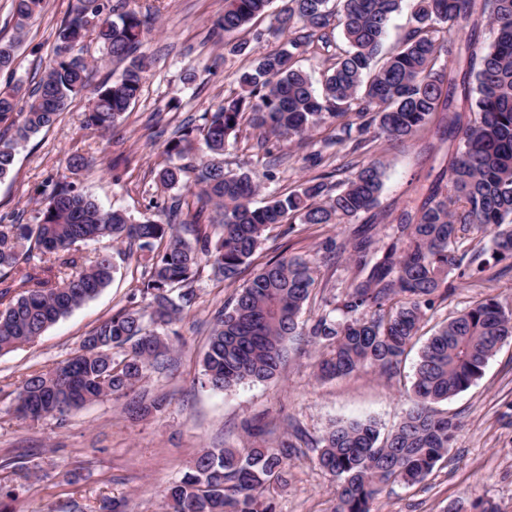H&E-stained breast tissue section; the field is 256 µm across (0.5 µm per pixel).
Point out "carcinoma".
Listing matches in <instances>:
<instances>
[{
	"label": "carcinoma",
	"mask_w": 512,
	"mask_h": 512,
	"mask_svg": "<svg viewBox=\"0 0 512 512\" xmlns=\"http://www.w3.org/2000/svg\"><path fill=\"white\" fill-rule=\"evenodd\" d=\"M43 0H13L18 33ZM224 0L212 35L245 32L229 52L251 57L232 92L215 109L167 141L169 163L160 184L181 193L161 206L166 220H136L106 209L65 175L41 190L39 221L0 224V355L35 342L112 281V256L82 263L78 247L107 239L129 246L128 258L148 253L140 302L101 321L67 359L20 383L15 413L22 420L65 417L105 396H125L148 371L168 362L169 326L196 305L201 265L234 281L274 224H345L369 215L382 236L357 234L341 244L351 277L302 319L317 280L306 255L267 261L232 303L219 309L203 354V383L214 391L281 376L294 344L322 350L316 377L333 379L372 368L392 375L434 314L435 299L450 296V273L481 270L483 256L512 259V0H416L412 27L385 48L392 16L405 0ZM491 26L482 51L472 43L453 50L451 33L475 10ZM266 28H261L263 22ZM151 18L112 0H77L56 30L53 58L35 87L0 91V179L13 168L19 144L52 127L68 101L89 89L83 124L109 131L138 100L147 63L139 48ZM340 30L342 43L331 40ZM288 34L281 47L253 54L251 42ZM92 36L101 59L123 65L110 81L90 87L92 66L75 47ZM19 40L0 39V71H15ZM334 47L332 63L313 86L302 67L319 47ZM465 65L461 79L452 78ZM452 92H443L446 82ZM442 113V135L455 144L445 174L428 189L415 214L393 224L377 211L386 165L371 158L333 183L321 172L256 207L260 178L224 169V151L242 128L264 154L269 142H302L331 128L328 144L351 143L361 153L377 136L404 143ZM22 120H17L16 116ZM194 233L188 241L180 230ZM471 229L489 246L460 250ZM80 267L70 275L66 269ZM512 339V307L485 297L441 322L421 346L410 405L381 434L371 420L339 421L317 439L297 432L274 447L204 448L181 478L164 490L166 512H277L270 489L286 483L288 464L314 454L336 482L331 512H379L386 489L423 483L448 455L461 422L436 405L467 390L489 359ZM165 409L162 398L138 396L136 414ZM448 512H498L487 498L457 500Z\"/></svg>",
	"instance_id": "obj_1"
}]
</instances>
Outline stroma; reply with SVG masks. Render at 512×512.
Wrapping results in <instances>:
<instances>
[{"mask_svg":"<svg viewBox=\"0 0 512 512\" xmlns=\"http://www.w3.org/2000/svg\"><path fill=\"white\" fill-rule=\"evenodd\" d=\"M76 0H44L21 41L14 73H0V89L10 80L33 87L49 62L55 32ZM131 7H151L155 21L140 52L148 61L139 100L112 130L82 127L87 94L72 98L59 121L31 137L18 149L11 173L0 180V222L34 223L40 191L48 175L65 173L67 158L80 151L94 166L75 172L74 181L103 207L145 213L150 200L168 192L156 180L167 161L165 145L176 130L194 122L225 95L237 90L236 78L247 67L245 57L229 54L223 40L211 37L224 0H130ZM287 158L275 167V179L261 192L285 193L314 176L304 158L323 151L327 170L345 179L352 156L348 147L323 148L282 143ZM447 148L430 130L404 143L377 138L370 157L387 164L381 207L390 222H399L420 206L427 188L446 168ZM356 230L352 224H278L266 238L242 279L268 260L308 255L318 267L315 297L303 315L315 317L323 301L340 292L351 274L346 253L330 252L328 241L344 242ZM83 255L111 254L117 267L111 285L95 299L50 327L35 343L0 356V484L14 487L13 512H98L106 497L124 499L126 512H163L162 489L177 479L200 449L247 448L253 439L248 426L263 430L262 443L274 446L295 429L321 436L333 423L375 420L390 431L408 406L418 362L411 349L392 376L361 371L333 380L315 378L314 349L291 356L280 379L246 382L226 391L199 383L200 360L215 312L236 293V284L217 281L203 270L194 309L177 323L167 369L150 372L136 393L165 400V409L144 417L132 415L125 397H103L71 413L64 422L53 419L21 421L13 413L17 388L35 370H46L67 358L101 320L127 305L140 285L141 272L119 247L108 241L82 247ZM455 293L438 301L431 323L465 306L496 295L512 306V261L489 262L483 271L456 281ZM457 416L462 430L427 480L414 487L393 485L380 512H447L448 505L472 495H487L512 512V341L489 360L482 377L469 389L441 403ZM335 481L309 458L293 461L287 482L277 492L281 512H328Z\"/></svg>","mask_w":512,"mask_h":512,"instance_id":"35a3bbf8","label":"stroma"}]
</instances>
